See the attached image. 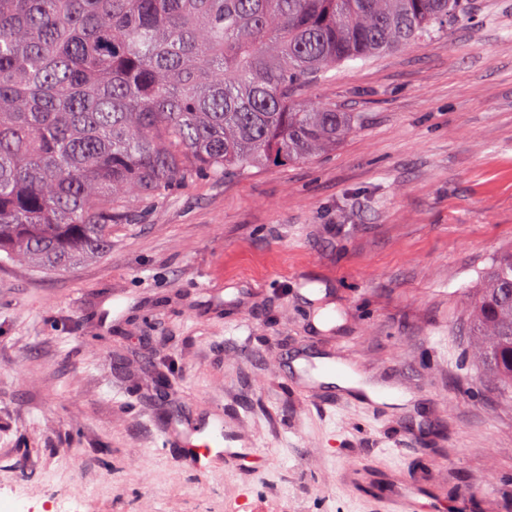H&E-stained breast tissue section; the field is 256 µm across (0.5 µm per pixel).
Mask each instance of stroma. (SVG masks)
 <instances>
[{
  "label": "stroma",
  "instance_id": "1",
  "mask_svg": "<svg viewBox=\"0 0 512 512\" xmlns=\"http://www.w3.org/2000/svg\"><path fill=\"white\" fill-rule=\"evenodd\" d=\"M308 99L355 113L336 149L133 204L66 272L0 262V512H383L404 481L512 512V394L464 324L512 246V0ZM330 355L408 401L308 383ZM217 412L250 455L162 451ZM206 424L203 426H192L190 427V433L181 434L185 446L188 447L184 448L183 450L182 463L185 467L197 472L213 470L215 465L222 461L223 456H227L228 454H244L242 452H232L231 450L226 449L224 451L222 450L218 452L217 454H214L212 445L209 442H204L201 445L193 444L191 438L192 434L201 431L206 426Z\"/></svg>",
  "mask_w": 512,
  "mask_h": 512
}]
</instances>
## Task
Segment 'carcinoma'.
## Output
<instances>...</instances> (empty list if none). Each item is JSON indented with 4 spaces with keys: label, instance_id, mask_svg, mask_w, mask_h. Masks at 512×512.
Masks as SVG:
<instances>
[{
    "label": "carcinoma",
    "instance_id": "1",
    "mask_svg": "<svg viewBox=\"0 0 512 512\" xmlns=\"http://www.w3.org/2000/svg\"><path fill=\"white\" fill-rule=\"evenodd\" d=\"M470 0H0V260L112 255L130 206L202 176L336 148L355 118L306 91L468 17ZM512 391V248L467 310Z\"/></svg>",
    "mask_w": 512,
    "mask_h": 512
}]
</instances>
